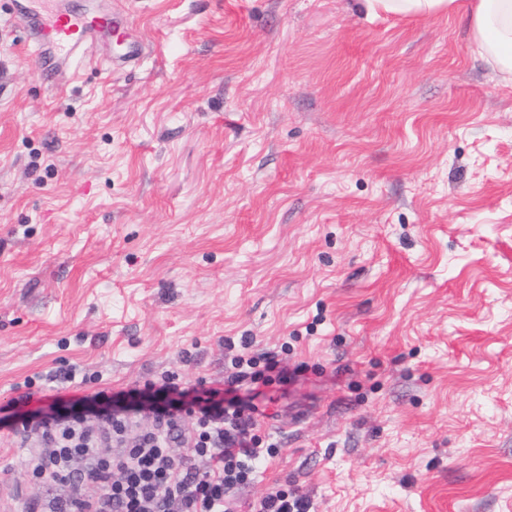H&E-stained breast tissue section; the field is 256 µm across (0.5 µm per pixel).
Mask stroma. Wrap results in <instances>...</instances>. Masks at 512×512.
I'll list each match as a JSON object with an SVG mask.
<instances>
[{
    "instance_id": "stroma-1",
    "label": "stroma",
    "mask_w": 512,
    "mask_h": 512,
    "mask_svg": "<svg viewBox=\"0 0 512 512\" xmlns=\"http://www.w3.org/2000/svg\"><path fill=\"white\" fill-rule=\"evenodd\" d=\"M128 10L142 63L105 39L58 90L0 12V406L218 383L249 336L297 378L233 512H512V79L467 11ZM25 455L0 432L10 512ZM310 503L303 495H288V492L277 490L265 496L259 503L256 512H309Z\"/></svg>"
}]
</instances>
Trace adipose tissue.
Returning <instances> with one entry per match:
<instances>
[{"instance_id":"adipose-tissue-1","label":"adipose tissue","mask_w":512,"mask_h":512,"mask_svg":"<svg viewBox=\"0 0 512 512\" xmlns=\"http://www.w3.org/2000/svg\"><path fill=\"white\" fill-rule=\"evenodd\" d=\"M471 19L482 56L512 74V0H477Z\"/></svg>"}]
</instances>
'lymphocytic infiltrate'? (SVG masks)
I'll use <instances>...</instances> for the list:
<instances>
[{
  "label": "lymphocytic infiltrate",
  "mask_w": 512,
  "mask_h": 512,
  "mask_svg": "<svg viewBox=\"0 0 512 512\" xmlns=\"http://www.w3.org/2000/svg\"><path fill=\"white\" fill-rule=\"evenodd\" d=\"M226 346L237 370L219 388L167 371L140 390L58 397L34 413L28 395L13 399L0 430L34 445L26 467L40 489L25 512H229L235 491L277 452L260 446L261 411L237 392L288 374L275 354H251L250 337Z\"/></svg>",
  "instance_id": "obj_1"
}]
</instances>
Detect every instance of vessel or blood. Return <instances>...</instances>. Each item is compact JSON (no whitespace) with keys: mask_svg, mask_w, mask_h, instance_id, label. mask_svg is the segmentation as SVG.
<instances>
[{"mask_svg":"<svg viewBox=\"0 0 512 512\" xmlns=\"http://www.w3.org/2000/svg\"><path fill=\"white\" fill-rule=\"evenodd\" d=\"M41 3L40 9L33 10L19 2L15 15L31 36L34 60L43 81L53 87H62L81 49L101 36L123 45L120 65L137 64L144 58L145 45L131 33L127 11L77 10L55 0Z\"/></svg>","mask_w":512,"mask_h":512,"instance_id":"b4317fda","label":"vessel or blood"}]
</instances>
